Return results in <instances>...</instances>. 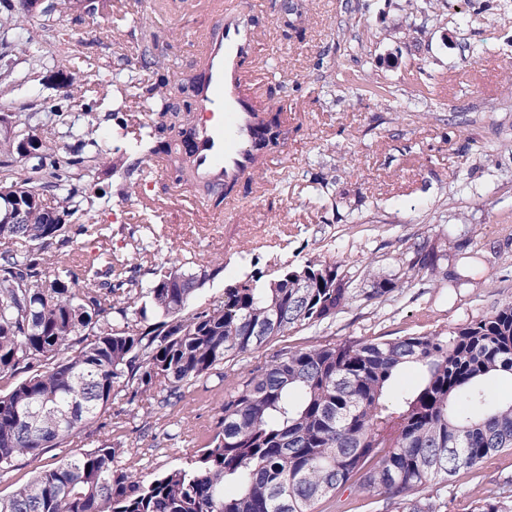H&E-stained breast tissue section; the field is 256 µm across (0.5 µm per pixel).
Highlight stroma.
<instances>
[{"mask_svg": "<svg viewBox=\"0 0 512 512\" xmlns=\"http://www.w3.org/2000/svg\"><path fill=\"white\" fill-rule=\"evenodd\" d=\"M485 2L303 0L287 37L271 0H258L256 21L273 29L255 59L262 92L293 114L278 161L261 176L264 194L239 195L235 209L216 208L194 224L177 208L148 214L121 193V170L102 167L94 184L108 202L97 223L111 225L118 248L129 234L154 232L163 242L159 263L222 259L223 271L194 294L193 310L255 269L271 277L286 263H338L356 299L333 320L291 330L281 343L289 347L424 335L480 319L512 297V0L489 10ZM146 12L174 17L148 51L129 38L133 23L117 11L106 19L73 9L48 28L33 11L36 41L26 56L13 50L17 31L0 29V53L12 64L0 82V114L19 123L51 111L63 55L141 81L151 74L149 55L171 45L173 70L190 75L188 38L210 14L175 10L173 0H146ZM110 28L126 31L125 40L105 39ZM330 172L336 182L322 188L319 177ZM422 241L443 250L448 269L477 255L481 274L461 286L429 282L402 265ZM377 275L399 286L383 301L366 300ZM223 401L215 372L148 421L118 400L112 409L122 429L104 423L74 436L66 451L106 441L120 445L121 467L147 475L179 468L212 435ZM507 482L512 448L452 477L443 490L447 512H470Z\"/></svg>", "mask_w": 512, "mask_h": 512, "instance_id": "obj_1", "label": "stroma"}]
</instances>
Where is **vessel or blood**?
<instances>
[{
	"instance_id": "obj_1",
	"label": "vessel or blood",
	"mask_w": 512,
	"mask_h": 512,
	"mask_svg": "<svg viewBox=\"0 0 512 512\" xmlns=\"http://www.w3.org/2000/svg\"><path fill=\"white\" fill-rule=\"evenodd\" d=\"M253 0L216 5L214 20L192 38L195 65L192 95L197 116L186 134L189 178L195 191L174 187L166 199H143L153 210L203 204L228 188L252 181L274 161L256 145L268 104L257 76L248 69L265 32L254 21Z\"/></svg>"
}]
</instances>
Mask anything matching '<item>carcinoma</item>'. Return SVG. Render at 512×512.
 Masks as SVG:
<instances>
[{
  "label": "carcinoma",
  "instance_id": "carcinoma-1",
  "mask_svg": "<svg viewBox=\"0 0 512 512\" xmlns=\"http://www.w3.org/2000/svg\"><path fill=\"white\" fill-rule=\"evenodd\" d=\"M150 65L152 80L131 96L158 117L137 129L118 121L133 157L124 169L129 196L156 159L188 182L183 137L193 107L171 101L168 57ZM118 83L73 66L54 111L0 131V382L26 374L0 392V474L22 456L66 447L116 397L148 418L151 393L166 392L169 405L217 366L335 318L354 297L338 265L308 260L270 280L258 272L231 281L224 298L188 314L195 292L223 267L165 269L153 262L157 238H136L119 253L111 225L73 222L78 213L94 219L104 198L93 191L95 171L113 164L118 149L64 112L78 98L93 125L98 101L86 86L106 96ZM265 128L275 132L268 146L288 139L277 112ZM66 138L90 154L63 160ZM17 209L23 224L11 223ZM82 236L95 245L93 262L77 252ZM414 253L409 266L436 282L439 247L418 243ZM396 287L376 275L368 297ZM408 367L422 373V385L395 393L394 410L391 384ZM498 376L512 378V299L446 334L284 347L244 373L224 374L217 431L187 466L147 480L118 466L116 447L104 442L36 468L0 498V512H314L349 484L374 508L443 512L441 495L425 493L434 481L512 448V400L499 403L483 386ZM472 512H512V488L474 501Z\"/></svg>",
  "mask_w": 512,
  "mask_h": 512
}]
</instances>
